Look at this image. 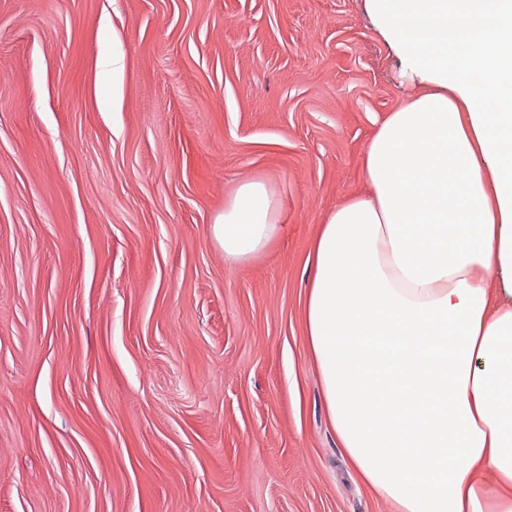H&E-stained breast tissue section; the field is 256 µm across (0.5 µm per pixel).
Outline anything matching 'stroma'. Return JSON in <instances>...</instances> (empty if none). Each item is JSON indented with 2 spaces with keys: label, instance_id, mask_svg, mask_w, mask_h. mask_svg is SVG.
Wrapping results in <instances>:
<instances>
[{
  "label": "stroma",
  "instance_id": "35a3bbf8",
  "mask_svg": "<svg viewBox=\"0 0 512 512\" xmlns=\"http://www.w3.org/2000/svg\"><path fill=\"white\" fill-rule=\"evenodd\" d=\"M426 90L370 0H0V512H396L303 308L319 225ZM249 178L286 231L231 266L209 228Z\"/></svg>",
  "mask_w": 512,
  "mask_h": 512
}]
</instances>
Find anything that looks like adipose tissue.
I'll return each mask as SVG.
<instances>
[{"label":"adipose tissue","instance_id":"ef3b65f1","mask_svg":"<svg viewBox=\"0 0 512 512\" xmlns=\"http://www.w3.org/2000/svg\"><path fill=\"white\" fill-rule=\"evenodd\" d=\"M429 90L368 143L313 244L304 307L328 421L397 512H512V0H372ZM284 230L247 179L209 228L233 265Z\"/></svg>","mask_w":512,"mask_h":512}]
</instances>
